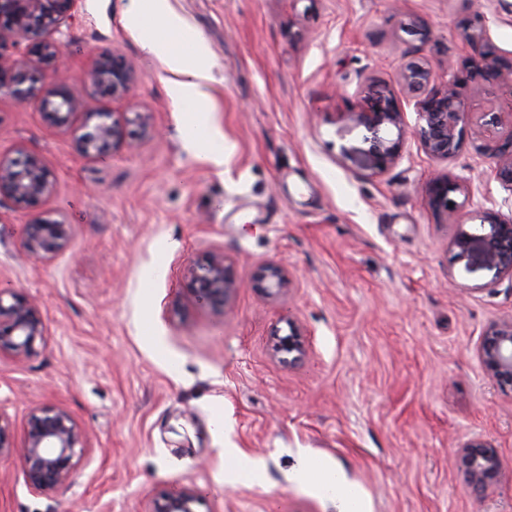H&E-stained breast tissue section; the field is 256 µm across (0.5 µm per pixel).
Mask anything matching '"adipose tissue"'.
Wrapping results in <instances>:
<instances>
[{
  "label": "adipose tissue",
  "mask_w": 512,
  "mask_h": 512,
  "mask_svg": "<svg viewBox=\"0 0 512 512\" xmlns=\"http://www.w3.org/2000/svg\"><path fill=\"white\" fill-rule=\"evenodd\" d=\"M147 16L152 17L154 23L167 33L168 39L162 42L151 32L142 31L144 50L164 59L170 74V91L173 96L190 105L193 121L205 119L209 106L205 84L210 78L204 64L206 46L199 41L192 55L182 53L177 43L182 34V21L170 11L167 0H131L126 13L128 26L142 30L143 19ZM289 479L329 499L336 512H369L367 502H364L358 489L346 481L336 463L324 461L316 464L309 455H301Z\"/></svg>",
  "instance_id": "1"
}]
</instances>
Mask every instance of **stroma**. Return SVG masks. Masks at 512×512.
I'll list each match as a JSON object with an SVG mask.
<instances>
[{"instance_id": "1", "label": "stroma", "mask_w": 512, "mask_h": 512, "mask_svg": "<svg viewBox=\"0 0 512 512\" xmlns=\"http://www.w3.org/2000/svg\"><path fill=\"white\" fill-rule=\"evenodd\" d=\"M185 45L210 50L212 125L187 133L186 105L160 58L125 22L129 0H85L63 26L62 76L76 97L97 52L122 56L130 101L155 133L84 154L73 132L0 95V155L41 157L53 185L36 208L0 202V289L35 298L49 338L0 359V415L23 423L41 405L68 410L91 448L50 496L30 493L19 458L0 460V512H143L158 492L195 487L197 512H335L288 480L299 452L336 461L371 512H512V390L486 373L477 347L512 318V280L466 271L457 227L429 206L431 179L459 180L466 228L506 190L470 126L452 158L416 142L380 177L351 172L341 147L361 130L343 119L368 80L388 82L409 124L415 100L401 64L467 53L465 25L486 17L512 54V0H168ZM431 32L416 45L412 20ZM224 137V164L196 151ZM40 215L73 229L52 262L26 257ZM223 253L239 287L225 305L193 295L187 269ZM274 262L289 295L253 286ZM304 333L297 364L273 355L289 322ZM483 438L502 470L483 491L453 464ZM261 471L224 480L225 444Z\"/></svg>"}]
</instances>
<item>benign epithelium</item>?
Returning a JSON list of instances; mask_svg holds the SVG:
<instances>
[{"mask_svg": "<svg viewBox=\"0 0 512 512\" xmlns=\"http://www.w3.org/2000/svg\"><path fill=\"white\" fill-rule=\"evenodd\" d=\"M82 0H0V93L7 92L21 101L29 98L33 87L19 76L23 66L40 77L55 70L63 56L61 26L78 14ZM470 54L465 67L478 75L486 86H500L512 93V59L499 54L489 28L480 22L465 35ZM96 88L107 90L114 99H125L137 82L131 65L117 54H103L88 72ZM399 80L422 96L416 101L418 123L409 127L405 112L393 89L379 81L370 82L356 110L345 113V121L365 131L362 145L343 149L344 161L353 172L364 176L386 174L404 156L409 140L417 142L428 156L449 159L460 150L471 113L463 106L457 91L459 70L453 61L436 72L427 64L411 60L404 64ZM43 114L57 125H69L82 114L85 123L78 143L85 153L117 145L124 137L122 124L135 122L148 131L152 113L137 112L134 119L119 118L105 112L89 99L75 97L68 84L52 77L42 98ZM97 118L93 125L91 118ZM483 125H504L507 131L494 138L485 156L493 177L512 191V111L484 112ZM460 185L447 176L434 178L428 187V203L445 222L458 225L450 242L454 259L469 270L479 265L494 272V279L512 278V218L505 220L493 208L483 209L482 224L471 232L461 220V205L452 197ZM51 193L41 158L25 153L19 159L0 157V198L7 197L27 206L37 205ZM72 238V227L41 216L25 225L24 248L34 258L52 261ZM195 293L212 302L225 303L238 288L225 264L224 254L214 253L188 269ZM292 276L287 269L269 264L257 277V288L268 299L289 293ZM288 335L275 336L273 351L292 355L298 363L306 355L302 333L289 324ZM48 329L39 305L21 291L0 290V357L21 359L35 351L36 344L47 342ZM479 358L487 374L503 387L512 388V319L494 322L482 332ZM85 451L84 434L64 408L43 405L34 408L15 433L0 417V459H21L28 488L49 496L69 482ZM455 463L463 472L467 486L484 488L500 474L498 452L491 441L476 439L459 449ZM199 496L192 486L176 494L161 491L145 512H196Z\"/></svg>", "mask_w": 512, "mask_h": 512, "instance_id": "obj_1", "label": "benign epithelium"}]
</instances>
